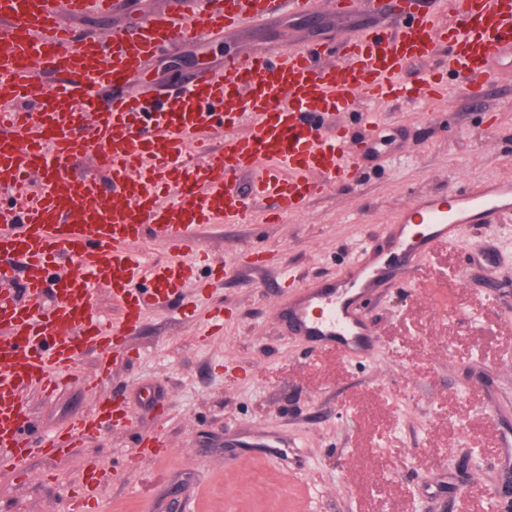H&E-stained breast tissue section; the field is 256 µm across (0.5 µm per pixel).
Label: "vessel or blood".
<instances>
[{"label":"vessel or blood","instance_id":"b4317fda","mask_svg":"<svg viewBox=\"0 0 512 512\" xmlns=\"http://www.w3.org/2000/svg\"><path fill=\"white\" fill-rule=\"evenodd\" d=\"M316 0H169L108 34L75 38L71 19L109 17L128 0H0V451L25 466L32 452L71 446L130 416L111 400L72 418L66 433H36L24 390L53 392L86 351L108 369L141 303L172 305L189 267L146 269L133 252L145 233L170 241L204 224H271L304 212L345 178L367 143L324 136L322 119L359 97L390 102L439 89L445 75L489 81L512 61V0H453L447 23L418 0H327L330 11L382 13L391 30L228 55L170 89L143 82L160 53L206 43ZM449 46L446 73L406 84L408 62ZM222 134L219 146L210 139ZM250 173L248 192L238 176ZM512 215V182L452 197H413L396 215V258L414 267L459 225ZM422 232H415V225ZM385 261L365 256L357 279L300 290L292 330L343 356L372 345L362 296ZM117 311L102 322L94 286Z\"/></svg>","mask_w":512,"mask_h":512}]
</instances>
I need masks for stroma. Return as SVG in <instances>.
Returning <instances> with one entry per match:
<instances>
[{
    "instance_id": "stroma-1",
    "label": "stroma",
    "mask_w": 512,
    "mask_h": 512,
    "mask_svg": "<svg viewBox=\"0 0 512 512\" xmlns=\"http://www.w3.org/2000/svg\"><path fill=\"white\" fill-rule=\"evenodd\" d=\"M388 18L320 10L158 58L149 77L179 83L258 46L345 39ZM375 113L374 128L359 116ZM367 133L375 158L282 224H207L194 238L144 240L154 262L196 261L206 292L180 309L147 308L108 375L76 360V382L24 393L38 433L112 398L131 414L71 453L34 458L32 478L0 454V512H62L86 459L107 477L100 512H495L490 481L512 479V218L465 224L363 301L377 336L342 357L287 335L278 311L299 287L354 271L364 250L389 256L388 219L415 196L512 180V66L480 102L367 99L323 119ZM157 433L167 455L141 453ZM267 446L254 447L256 437Z\"/></svg>"
}]
</instances>
